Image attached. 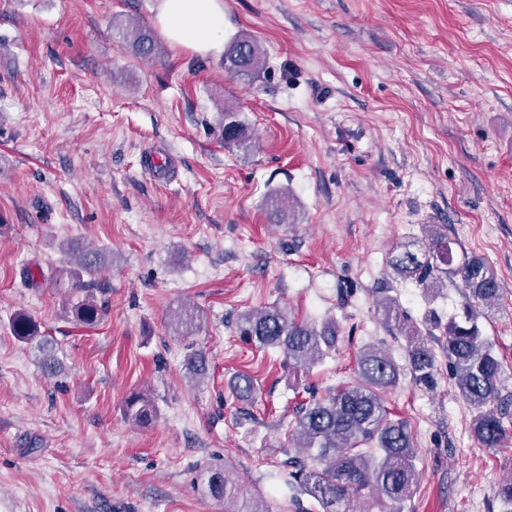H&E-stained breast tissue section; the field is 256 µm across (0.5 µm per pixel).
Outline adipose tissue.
<instances>
[{"label":"adipose tissue","mask_w":512,"mask_h":512,"mask_svg":"<svg viewBox=\"0 0 512 512\" xmlns=\"http://www.w3.org/2000/svg\"><path fill=\"white\" fill-rule=\"evenodd\" d=\"M156 20L173 46L203 55L224 49V0H159Z\"/></svg>","instance_id":"obj_1"}]
</instances>
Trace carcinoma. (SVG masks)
Masks as SVG:
<instances>
[{
  "mask_svg": "<svg viewBox=\"0 0 512 512\" xmlns=\"http://www.w3.org/2000/svg\"><path fill=\"white\" fill-rule=\"evenodd\" d=\"M123 36L137 54H156L158 43L143 25L126 24ZM263 63L264 50L249 35L224 45V69L234 77H248ZM244 139L243 123L224 113V143L239 144ZM422 230L421 240L403 246L393 257V273L426 294L452 281L463 298L462 314L448 317L446 323L433 314L418 324L403 314L398 298L388 288L377 289V310L391 335L404 338L413 381L427 389L436 386L439 373L437 355L427 338L438 340L458 394L474 411L471 431L475 439L483 448H498L506 434L503 418L509 398L500 388L501 361L482 335L478 320L497 309L502 288L494 270L465 251L457 252L456 242L439 225L425 224ZM61 252L70 267L60 270L53 284L84 293L68 308L71 318L88 326L102 321L108 306L95 300L91 294L95 282L89 279L98 255L74 241L65 242ZM200 319L199 309L184 307L178 313L177 327L190 331ZM10 326L19 341L36 343L47 374L60 372L53 339L40 333L29 315L16 313ZM236 331L243 341L260 349L281 350L295 366L315 364L336 346V328L318 330L298 324L277 308L241 314ZM357 373L356 385L301 405L293 423L292 435L305 455L289 458L291 486L314 500L321 512H350L354 496L370 497L381 505L401 504L419 485L414 434L406 420L389 416L381 398L383 390L398 382L400 367L385 351L373 347L361 354ZM232 388L241 400L251 399L255 391L252 378L244 374L233 378ZM125 414L146 424L156 416V408L151 398L137 393L126 400ZM206 487L212 498L224 501V512H265L241 495V480L227 464L206 471Z\"/></svg>",
  "mask_w": 512,
  "mask_h": 512,
  "instance_id": "cac0c4a2",
  "label": "carcinoma"
}]
</instances>
